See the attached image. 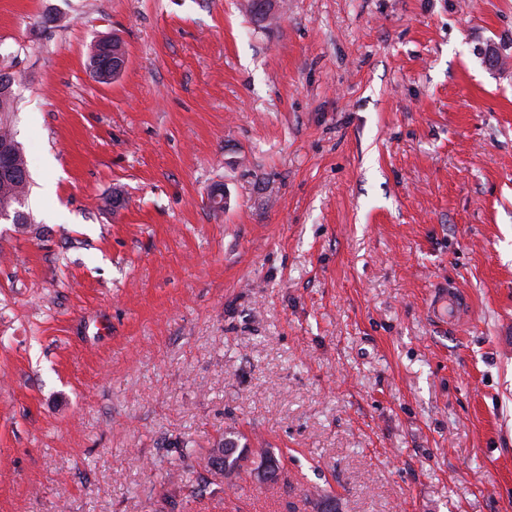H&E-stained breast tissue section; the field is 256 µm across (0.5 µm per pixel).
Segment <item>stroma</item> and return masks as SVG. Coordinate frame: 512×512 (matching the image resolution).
<instances>
[{"label": "stroma", "mask_w": 512, "mask_h": 512, "mask_svg": "<svg viewBox=\"0 0 512 512\" xmlns=\"http://www.w3.org/2000/svg\"><path fill=\"white\" fill-rule=\"evenodd\" d=\"M278 3L0 0V512H512V0ZM96 51L102 60L97 78L102 84H109L124 72L128 63L127 51L113 52L112 42L101 43ZM17 82L16 72H13L7 80H0V140H7L14 136V123L10 114L14 112V89ZM21 154V146L15 140L0 142V176L16 175L19 179L28 181V170L21 168L15 172V158ZM30 193V182L23 184L22 181L16 179L1 180L0 179V211L1 209H10L13 206L14 199L17 195L23 194L27 199ZM218 447L224 448V470H227V474L222 472L219 473V475H223L225 478H228L230 474L241 467L240 461L244 459L245 455L249 452V449L239 448L238 438L233 432H225L224 442L222 441Z\"/></svg>", "instance_id": "obj_1"}]
</instances>
